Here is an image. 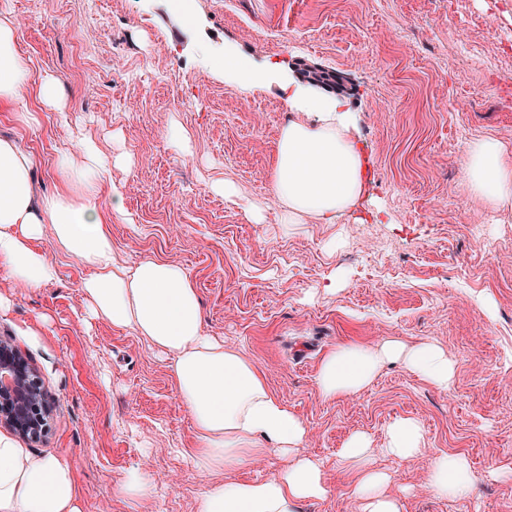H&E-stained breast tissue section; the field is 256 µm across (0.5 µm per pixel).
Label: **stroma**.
I'll list each match as a JSON object with an SVG mask.
<instances>
[{
  "mask_svg": "<svg viewBox=\"0 0 512 512\" xmlns=\"http://www.w3.org/2000/svg\"><path fill=\"white\" fill-rule=\"evenodd\" d=\"M20 48L35 77L53 76L63 112L0 111V136L34 161L37 195L57 186L56 163L89 137L116 162L110 190L126 215L112 247L126 264L181 266L199 291L204 330L250 361L306 424L303 451L331 489L300 512H359L340 451L354 432L382 447L405 417L422 424L424 456L376 455L402 512H512V206L475 195L462 167L468 145L491 137L512 150V29L504 0H197L186 22L171 0H12ZM248 71L214 67L225 49ZM335 72L318 86L351 117L369 181L354 206L325 224L287 228L272 190L276 145L296 117L288 84L303 69ZM190 154L170 140L172 125ZM234 183L235 200L214 191ZM41 246L57 278L19 288L0 268V337L37 369L52 405L42 456L67 459L80 512H197L205 487L182 455L195 429L171 375L173 359L132 330L88 317L80 291L91 270ZM429 341L455 364L438 390L403 364L382 367L364 390L327 400L322 358L342 344ZM466 456L473 496L442 499L427 485L430 457ZM133 468L156 494L133 504L117 486Z\"/></svg>",
  "mask_w": 512,
  "mask_h": 512,
  "instance_id": "stroma-1",
  "label": "stroma"
}]
</instances>
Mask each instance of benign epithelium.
<instances>
[{
    "instance_id": "7a95c632",
    "label": "benign epithelium",
    "mask_w": 512,
    "mask_h": 512,
    "mask_svg": "<svg viewBox=\"0 0 512 512\" xmlns=\"http://www.w3.org/2000/svg\"><path fill=\"white\" fill-rule=\"evenodd\" d=\"M50 412L35 368L17 346L0 339V425L38 443L45 435Z\"/></svg>"
}]
</instances>
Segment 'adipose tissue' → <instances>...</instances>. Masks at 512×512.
Segmentation results:
<instances>
[{"label":"adipose tissue","instance_id":"1","mask_svg":"<svg viewBox=\"0 0 512 512\" xmlns=\"http://www.w3.org/2000/svg\"><path fill=\"white\" fill-rule=\"evenodd\" d=\"M20 39L10 0H0V108L16 106L31 89L44 108L63 111L66 99L58 82L50 76L35 78L31 58L18 48ZM288 103L297 111L316 113L318 120L289 122L277 142L274 191L282 205L281 221L295 224L312 216L333 223L362 188L361 157L347 114L335 100L299 88ZM32 168L30 154L16 139L0 137V266L12 282L38 288L54 279L55 265L39 246L44 234H52L59 248L93 270L81 284L89 314L133 330L171 354L174 385L196 429V444L185 451L194 470H234L272 451L285 458L264 480L209 483L199 512H298L302 502L325 498L330 489L320 465L296 453L307 435L303 421L270 392L253 365L204 333L201 301L183 268L154 260L130 268L118 259L108 226L124 215V203L113 197L105 211L95 203L111 159L94 142L79 141L76 154L57 161V191L39 198L32 190ZM464 177L490 206L512 204V152L499 141L470 143ZM391 361L404 362L440 389L453 379L452 361L431 342L411 348L396 341L375 347L344 344L323 357L317 389L327 399L361 391ZM425 444L421 423L403 418L388 427L382 452L408 461L422 455ZM373 453L361 433L351 435L341 450L356 475L352 493L360 512H402L399 498L388 491L390 477L371 464ZM427 481L439 496L460 497L475 491L478 478L466 457L440 454L429 463ZM78 502L67 459L36 455L0 434V512H80Z\"/></svg>","mask_w":512,"mask_h":512}]
</instances>
